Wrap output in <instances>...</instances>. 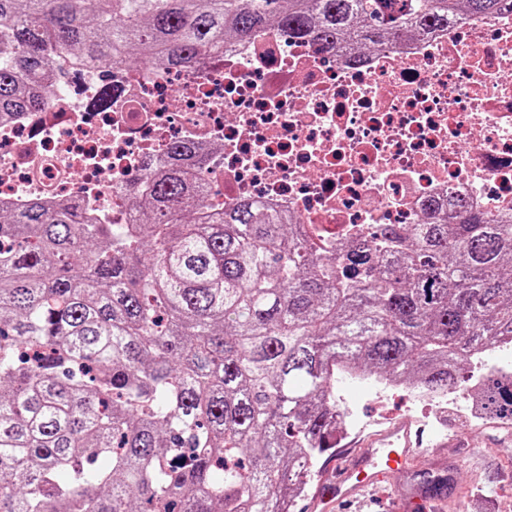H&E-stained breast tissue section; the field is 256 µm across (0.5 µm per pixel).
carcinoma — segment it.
<instances>
[{"label": "carcinoma", "instance_id": "carcinoma-1", "mask_svg": "<svg viewBox=\"0 0 512 512\" xmlns=\"http://www.w3.org/2000/svg\"><path fill=\"white\" fill-rule=\"evenodd\" d=\"M512 0H0V116L36 108L48 50L190 66L278 29L383 48ZM143 186L138 224L77 201L0 215V512H290L338 411L336 365L443 393L512 346V222L391 224L335 261L292 218L206 209L189 144ZM512 422V376L487 371ZM433 499L448 475L425 482Z\"/></svg>", "mask_w": 512, "mask_h": 512}]
</instances>
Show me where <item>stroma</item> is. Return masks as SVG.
I'll use <instances>...</instances> for the list:
<instances>
[{"mask_svg": "<svg viewBox=\"0 0 512 512\" xmlns=\"http://www.w3.org/2000/svg\"><path fill=\"white\" fill-rule=\"evenodd\" d=\"M356 413L362 429L368 431L409 419L413 429L421 430L425 447L437 448L453 461L448 495L437 512H512V431L491 421L474 433L470 447L438 445L435 427L453 432L468 429V422L453 406L439 420H432L422 404L399 390L381 400L360 399Z\"/></svg>", "mask_w": 512, "mask_h": 512, "instance_id": "35a3bbf8", "label": "stroma"}]
</instances>
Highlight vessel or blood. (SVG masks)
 Instances as JSON below:
<instances>
[{"mask_svg":"<svg viewBox=\"0 0 512 512\" xmlns=\"http://www.w3.org/2000/svg\"><path fill=\"white\" fill-rule=\"evenodd\" d=\"M422 441L409 422L394 423L371 436L362 447L345 459L337 460L333 479L320 484L311 505L313 512H332L334 505L358 500L368 487L377 485L385 471L393 470L409 480L403 507L415 512L417 505L427 503L428 496L413 479L421 469Z\"/></svg>","mask_w":512,"mask_h":512,"instance_id":"1","label":"vessel or blood"}]
</instances>
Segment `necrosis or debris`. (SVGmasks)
<instances>
[{"mask_svg":"<svg viewBox=\"0 0 512 512\" xmlns=\"http://www.w3.org/2000/svg\"><path fill=\"white\" fill-rule=\"evenodd\" d=\"M53 65L42 104L0 118L1 210L76 198L96 223H133L129 187L184 141L208 151L209 207L288 212L333 257L453 199L512 216V14L380 50L272 30L189 69Z\"/></svg>","mask_w":512,"mask_h":512,"instance_id":"1","label":"necrosis or debris"}]
</instances>
